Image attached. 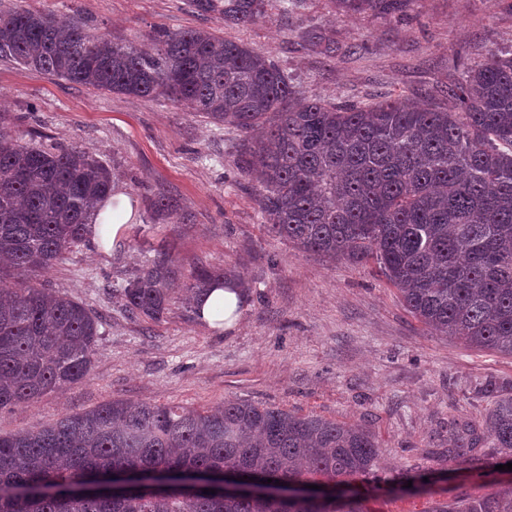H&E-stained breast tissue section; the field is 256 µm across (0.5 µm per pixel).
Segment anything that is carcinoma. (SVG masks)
I'll return each instance as SVG.
<instances>
[{"mask_svg": "<svg viewBox=\"0 0 512 512\" xmlns=\"http://www.w3.org/2000/svg\"><path fill=\"white\" fill-rule=\"evenodd\" d=\"M273 0H189L226 27ZM391 13L403 0H334ZM118 43L78 21L0 12V58L71 84L164 101L244 135L269 233L331 262L378 264L425 328L512 357V56L492 54L449 90L453 110L406 98L366 107L295 100L267 55L207 29ZM112 172L76 146L0 140V411L90 378L99 317L38 273L87 241ZM178 274L156 249L120 291L161 320ZM194 296L224 280L200 267ZM478 421L449 430L448 461L512 463V381L487 377ZM380 454L367 427L247 400L217 410L114 400L0 434V512H363L353 484ZM298 483L295 498L224 493V474ZM348 488L332 496L338 486ZM209 493H203V490ZM216 493H210V490ZM434 512H512V488L455 494Z\"/></svg>", "mask_w": 512, "mask_h": 512, "instance_id": "cac0c4a2", "label": "carcinoma"}]
</instances>
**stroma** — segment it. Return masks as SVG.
<instances>
[{
	"label": "stroma",
	"instance_id": "1",
	"mask_svg": "<svg viewBox=\"0 0 512 512\" xmlns=\"http://www.w3.org/2000/svg\"><path fill=\"white\" fill-rule=\"evenodd\" d=\"M61 20L81 17L112 40L209 28L272 57L298 96L341 104L408 98L452 107L450 89L488 54L512 55V0H408L393 14H339L332 0H275L270 21L228 28L187 0H0ZM0 137L35 132L45 147L80 146L111 169L134 204L124 242L67 251L41 281L101 319L89 380L0 412V434L37 429L112 400L198 409L243 399L369 427L374 477L357 482L368 512H431L444 491L402 494L413 466L448 468V431L481 418L470 389L512 380V357L430 333L378 265L339 263L271 236L252 181L238 173L242 135L169 103L68 84L0 61ZM188 220L158 216V197ZM165 244L180 270L160 322L131 317L119 291ZM200 266L243 275L246 308L231 328L194 318Z\"/></svg>",
	"mask_w": 512,
	"mask_h": 512
}]
</instances>
